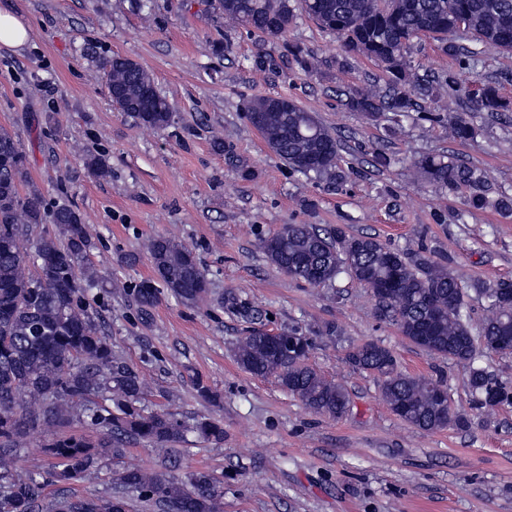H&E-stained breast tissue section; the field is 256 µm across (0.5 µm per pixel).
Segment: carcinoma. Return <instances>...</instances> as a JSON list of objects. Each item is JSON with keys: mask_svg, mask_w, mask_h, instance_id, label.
Listing matches in <instances>:
<instances>
[{"mask_svg": "<svg viewBox=\"0 0 512 512\" xmlns=\"http://www.w3.org/2000/svg\"><path fill=\"white\" fill-rule=\"evenodd\" d=\"M213 12L250 33L278 38L303 13L321 28L344 39L388 75L386 91L353 88L347 105L376 117L381 112L416 110L415 94L448 108V136L464 142L475 129L467 113L457 111L450 92L460 91L457 75L437 80L409 78L411 42L430 36L462 69L478 64L484 47L512 51V0H210ZM111 100L143 125L163 129L174 120L173 108L137 62L121 56L102 61ZM277 97L248 101L246 111L269 148L292 170L321 178L337 167L339 141L316 117L292 99L288 107L266 112ZM507 108L497 87L483 84L472 93V112ZM84 167L93 178L110 173L100 154L82 150ZM26 154L12 131L0 127V512H223L224 481L208 471L165 475L137 464L112 473L103 495L84 498L46 497L45 482L18 473L17 463L30 433L78 420L97 432L57 436L42 446L52 460V475L77 480L105 456L122 457L131 442L146 443L164 461L178 453L170 444L184 439L186 427L170 412L146 413L139 374L112 353V343L87 302L101 277L88 261L95 248L78 210L61 206L52 213L57 233L35 236L43 223V199L36 189L22 193L27 182ZM416 168L427 182L455 191L477 187L484 173L447 155L425 156ZM475 209H511L512 202L475 194ZM269 261L287 275L317 284L346 273L367 287L388 285L378 297L380 319L394 324L418 347L441 357L471 364L468 385L479 407L512 405V386L477 361L500 353L512 340V288L476 283L462 287L447 266L424 255L412 258L370 235H348L340 229L286 224L260 242ZM146 251L158 282L144 280L134 289L144 317L168 293L196 306L208 295V281L192 250L159 236ZM488 299V314L479 336L472 334L466 311L468 291ZM239 365L252 375L275 377L315 413L339 418L349 411L345 390L306 365L304 354L288 344L277 348L262 330H252L236 345ZM349 362L377 376L381 395L404 422L422 430L469 427L470 421L435 405L432 390L441 379L403 373L393 352L368 341L349 354ZM198 436L224 441L220 421L204 417L193 426Z\"/></svg>", "mask_w": 512, "mask_h": 512, "instance_id": "obj_1", "label": "carcinoma"}]
</instances>
